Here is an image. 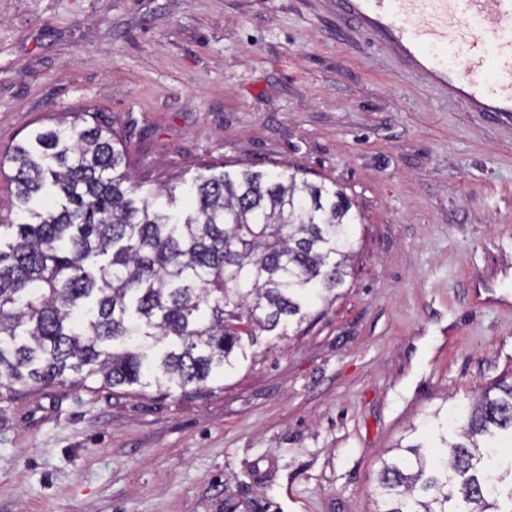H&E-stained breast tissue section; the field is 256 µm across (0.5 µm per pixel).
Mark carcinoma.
I'll list each match as a JSON object with an SVG mask.
<instances>
[{
  "label": "carcinoma",
  "instance_id": "cac0c4a2",
  "mask_svg": "<svg viewBox=\"0 0 512 512\" xmlns=\"http://www.w3.org/2000/svg\"><path fill=\"white\" fill-rule=\"evenodd\" d=\"M108 126L37 127L0 155L26 218L0 242V390L72 375L200 392L243 340L343 286L361 216L294 172L200 174L145 193ZM166 197L167 204L158 202ZM437 438L382 460L374 512H512V383L429 413Z\"/></svg>",
  "mask_w": 512,
  "mask_h": 512
}]
</instances>
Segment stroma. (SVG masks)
<instances>
[{
    "label": "stroma",
    "instance_id": "stroma-1",
    "mask_svg": "<svg viewBox=\"0 0 512 512\" xmlns=\"http://www.w3.org/2000/svg\"><path fill=\"white\" fill-rule=\"evenodd\" d=\"M75 113L154 192L288 166L336 186L356 256L204 393H0V512H371L410 425L512 378V121L336 0H0V154Z\"/></svg>",
    "mask_w": 512,
    "mask_h": 512
}]
</instances>
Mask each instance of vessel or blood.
<instances>
[{
	"label": "vessel or blood",
	"instance_id": "b4317fda",
	"mask_svg": "<svg viewBox=\"0 0 512 512\" xmlns=\"http://www.w3.org/2000/svg\"><path fill=\"white\" fill-rule=\"evenodd\" d=\"M410 71L470 111L512 117V0H336Z\"/></svg>",
	"mask_w": 512,
	"mask_h": 512
}]
</instances>
